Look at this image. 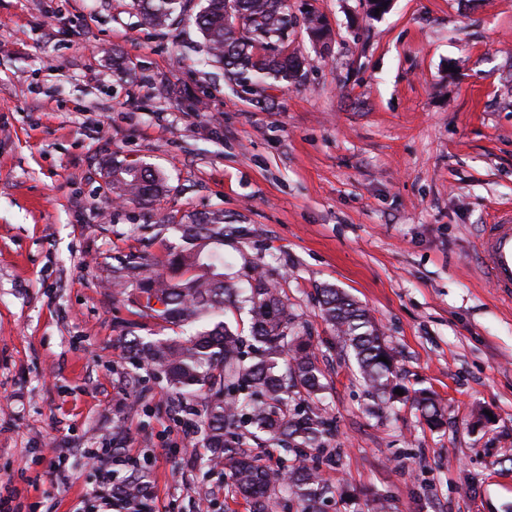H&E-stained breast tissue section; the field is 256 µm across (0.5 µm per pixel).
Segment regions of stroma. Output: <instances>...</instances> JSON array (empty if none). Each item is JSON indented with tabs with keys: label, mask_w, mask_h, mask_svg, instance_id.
<instances>
[{
	"label": "stroma",
	"mask_w": 512,
	"mask_h": 512,
	"mask_svg": "<svg viewBox=\"0 0 512 512\" xmlns=\"http://www.w3.org/2000/svg\"><path fill=\"white\" fill-rule=\"evenodd\" d=\"M200 0L167 29L133 0H0V498L21 512H96L86 448L143 458L156 512H248L182 445L160 374L123 327L168 337L111 288L126 255L180 246L214 208L237 287L270 265L315 339L336 419L325 512H512V301L476 240L512 210V0H288L298 83L246 92L203 65ZM331 31H307L308 13ZM127 65L112 71L113 55ZM168 178L150 205L115 203L119 163ZM347 292L380 324L406 391L447 425L369 398L316 292ZM412 404L431 430H440L444 426L440 404L428 390L414 392Z\"/></svg>",
	"instance_id": "obj_1"
}]
</instances>
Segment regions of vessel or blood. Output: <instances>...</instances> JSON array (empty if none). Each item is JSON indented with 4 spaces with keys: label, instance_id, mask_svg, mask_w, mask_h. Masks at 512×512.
I'll use <instances>...</instances> for the list:
<instances>
[{
    "label": "vessel or blood",
    "instance_id": "1",
    "mask_svg": "<svg viewBox=\"0 0 512 512\" xmlns=\"http://www.w3.org/2000/svg\"><path fill=\"white\" fill-rule=\"evenodd\" d=\"M480 251L485 277L502 296L512 297V214L484 225Z\"/></svg>",
    "mask_w": 512,
    "mask_h": 512
}]
</instances>
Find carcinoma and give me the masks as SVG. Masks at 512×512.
Wrapping results in <instances>:
<instances>
[{
    "label": "carcinoma",
    "instance_id": "1",
    "mask_svg": "<svg viewBox=\"0 0 512 512\" xmlns=\"http://www.w3.org/2000/svg\"><path fill=\"white\" fill-rule=\"evenodd\" d=\"M190 0H135L152 28L172 26ZM194 23L205 39L206 61L248 91L272 79L291 84L303 61L285 51L292 27L287 0H205ZM164 175L145 166L112 168V192L140 205L156 200ZM183 245L161 259L130 254L114 270L113 285L133 292L138 314L174 326L189 336H132L138 364L158 370L167 386L197 417L196 433L216 453L200 459L208 471L222 469L224 490L241 495L251 512L271 504L290 512H321L330 493L320 465L334 429L324 404L328 381L318 364L313 337L297 330L296 315L280 282L265 264L253 266L249 287L240 290L224 276V211L193 214L180 225ZM317 304L341 348L356 365L359 380L381 408L401 388L394 349L382 329L347 293L327 286ZM386 361H381V358ZM412 404L432 430L444 426L440 404L428 390ZM290 455L276 468L265 463L272 450ZM149 483L142 470L114 477V484L140 496Z\"/></svg>",
    "mask_w": 512,
    "mask_h": 512
}]
</instances>
